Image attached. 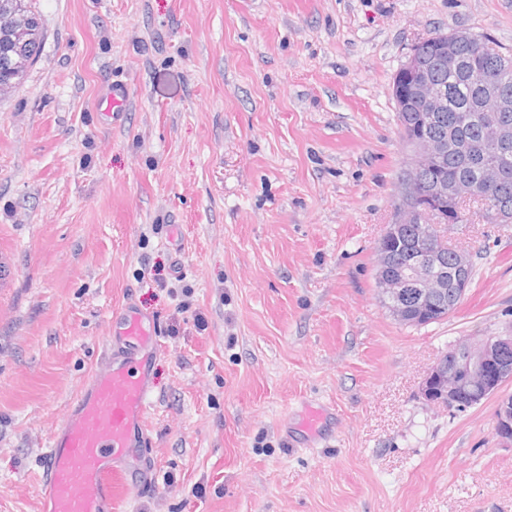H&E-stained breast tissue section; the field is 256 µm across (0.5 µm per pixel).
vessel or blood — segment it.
<instances>
[{
    "label": "vessel or blood",
    "instance_id": "vessel-or-blood-1",
    "mask_svg": "<svg viewBox=\"0 0 512 512\" xmlns=\"http://www.w3.org/2000/svg\"><path fill=\"white\" fill-rule=\"evenodd\" d=\"M159 349L153 319L126 308L112 352L69 406L50 445L41 482L43 512H112L117 487L144 465L150 363Z\"/></svg>",
    "mask_w": 512,
    "mask_h": 512
}]
</instances>
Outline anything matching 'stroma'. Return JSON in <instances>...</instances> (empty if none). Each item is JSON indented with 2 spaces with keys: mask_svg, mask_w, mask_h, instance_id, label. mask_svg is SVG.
Instances as JSON below:
<instances>
[{
  "mask_svg": "<svg viewBox=\"0 0 512 512\" xmlns=\"http://www.w3.org/2000/svg\"><path fill=\"white\" fill-rule=\"evenodd\" d=\"M35 7L40 57L0 98V512H41L128 303L160 350L149 471L113 512H512L497 397L420 395L451 344L512 331V224L450 229L474 270L448 319L400 325L376 285L408 165L392 78L435 31L512 52V0Z\"/></svg>",
  "mask_w": 512,
  "mask_h": 512,
  "instance_id": "stroma-1",
  "label": "stroma"
}]
</instances>
